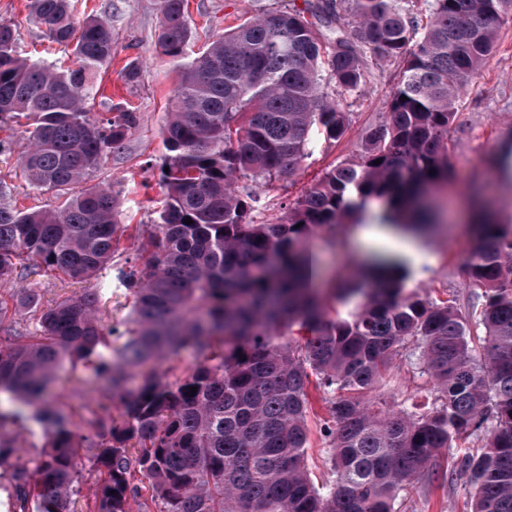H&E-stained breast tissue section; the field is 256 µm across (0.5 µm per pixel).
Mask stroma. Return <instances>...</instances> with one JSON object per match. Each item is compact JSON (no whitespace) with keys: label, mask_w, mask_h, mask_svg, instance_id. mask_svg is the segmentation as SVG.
Segmentation results:
<instances>
[{"label":"stroma","mask_w":512,"mask_h":512,"mask_svg":"<svg viewBox=\"0 0 512 512\" xmlns=\"http://www.w3.org/2000/svg\"><path fill=\"white\" fill-rule=\"evenodd\" d=\"M77 12L94 11L112 21L115 47L111 63L99 76L101 89L94 100L93 112L98 116H114L117 112H135L137 122L128 132L120 150L110 153L100 169L87 180L88 185L110 186L119 204V220L129 227L120 244L106 281L112 297L101 317L104 326L121 321L129 311L130 296L118 274L127 257L135 254L159 222L160 169L168 155L164 144V126L173 103L175 74L158 47L160 13L157 0H74ZM28 0H0V20L15 24L19 33L21 55L34 62L49 63L58 68L71 67V49L49 44L26 21ZM304 8V0H188V22L192 33L191 49L202 52L224 30L244 20L277 9ZM370 73L360 91L342 93L334 83L326 82L322 90L327 99L341 102L345 112V132L336 140L317 133L313 136L312 153L304 161L298 175L269 183L243 179L242 184L258 197L252 214L255 223L276 224L304 190L318 181L326 171L341 164L358 163L368 133L385 123L388 105L399 80L397 66L365 58ZM136 65L139 75L127 82L123 70ZM26 120L0 126V139L9 140L11 150L0 155V190L18 205L35 209H53L61 204L51 193L30 189L19 177L16 160L27 143ZM512 141V16L502 23L496 46L478 75L462 93L458 114L448 129V162L454 179L447 190L436 196L441 231L421 236V255L417 262L405 264L406 293L420 298L452 304L467 320L474 334H482L477 322L483 300L472 288L464 269L473 247L462 218L471 207L473 183H481L484 196L503 217L512 218V177L504 176L498 165L489 163L491 154L499 151L504 141ZM377 223L368 218L345 221L335 228L336 248H327L322 234L306 243L307 250L317 256L322 267V288L343 279L360 276L368 258L378 249L370 237ZM38 294L41 307L65 298L81 295L86 283L63 276L32 275L25 280L12 279L0 283V326L29 335L37 320L17 304L20 288ZM420 352L408 348L395 356L382 379L372 390V397L383 407L406 408L414 404L431 406L435 401L434 381L423 374ZM105 382L90 368L63 363L53 392L57 405L72 414L75 422H83L103 391ZM329 395L322 387L310 385L307 414V467L312 482L319 487L332 484L336 476L328 463L323 427L330 418ZM468 443L453 442L440 450L430 462L426 476L402 491L396 512H470L473 487L459 461Z\"/></svg>","instance_id":"stroma-1"}]
</instances>
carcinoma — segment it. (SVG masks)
Returning <instances> with one entry per match:
<instances>
[{
  "label": "carcinoma",
  "instance_id": "carcinoma-1",
  "mask_svg": "<svg viewBox=\"0 0 512 512\" xmlns=\"http://www.w3.org/2000/svg\"><path fill=\"white\" fill-rule=\"evenodd\" d=\"M427 2L422 24L413 0H316L248 19L191 59L186 0H158V45L178 76L160 223L119 271L131 297L119 325L104 329L102 289L90 288L40 311L37 335L0 336V429L32 418L45 439L30 476L18 441L0 433L13 512H74L80 449L96 447L92 512H131L137 500L140 512H394L435 452L480 429L484 444L461 458L472 512H512V224L489 214L471 225L466 272L484 298L482 337L448 303L407 294L403 266L386 260L366 282L339 283L338 297L357 303L334 318L313 290L317 268L305 248L316 232L336 246V225L374 200L383 222L431 228L422 203L448 184L460 92L492 53L512 0ZM28 17L49 42L73 46L76 67L21 56L16 29L0 22V123L30 120L21 174L64 202L21 209L0 196V281L41 271L95 279L128 225L111 191L79 185L122 147L137 116L91 117L97 75L112 60L109 19L77 18L72 0H29ZM364 51L401 64L388 120L360 163L328 171L281 223H255L257 198L239 179L290 178L310 154L313 128L343 135L345 113L320 87L359 90ZM286 331L305 342H281ZM414 343L438 405L383 416L364 395ZM186 347L202 361L184 377L154 371L125 387L127 370ZM65 360L105 381L112 416L87 421L105 437L99 445L38 405ZM312 376L342 392L324 428L336 481L323 490L306 464Z\"/></svg>",
  "mask_w": 512,
  "mask_h": 512
}]
</instances>
